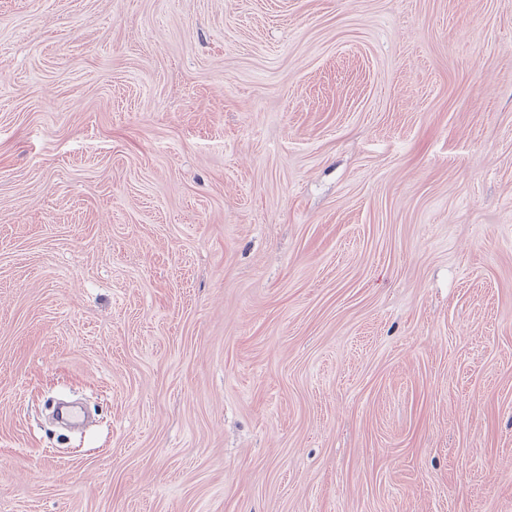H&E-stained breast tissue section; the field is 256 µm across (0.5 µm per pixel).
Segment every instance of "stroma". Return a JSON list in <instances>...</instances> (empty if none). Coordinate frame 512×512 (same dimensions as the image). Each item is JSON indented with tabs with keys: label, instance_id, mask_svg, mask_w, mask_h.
<instances>
[{
	"label": "stroma",
	"instance_id": "1",
	"mask_svg": "<svg viewBox=\"0 0 512 512\" xmlns=\"http://www.w3.org/2000/svg\"><path fill=\"white\" fill-rule=\"evenodd\" d=\"M0 512H512V0H0Z\"/></svg>",
	"mask_w": 512,
	"mask_h": 512
}]
</instances>
